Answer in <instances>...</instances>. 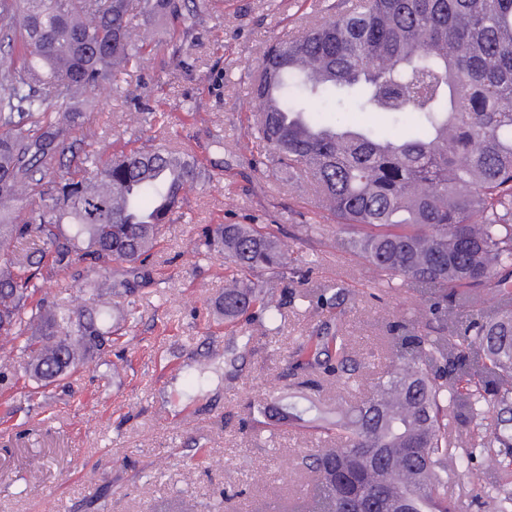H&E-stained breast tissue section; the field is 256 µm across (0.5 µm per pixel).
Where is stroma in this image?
I'll return each instance as SVG.
<instances>
[{
  "instance_id": "1",
  "label": "stroma",
  "mask_w": 512,
  "mask_h": 512,
  "mask_svg": "<svg viewBox=\"0 0 512 512\" xmlns=\"http://www.w3.org/2000/svg\"><path fill=\"white\" fill-rule=\"evenodd\" d=\"M342 0H212L210 16L189 19L188 39L163 38L140 69L88 96L86 115L109 156L116 139L171 140L192 149L210 174L184 196L189 221L168 225L155 256V282L135 296L140 320L127 335L126 373L88 363L48 400L21 398L25 381L0 349V512H274L311 485L302 465L312 444L285 426L272 436L247 426L250 404L297 399L287 370L299 346L328 315L309 303L316 286L335 282L350 294L337 322L352 343L357 383L322 378L317 404L333 412L368 399L389 365L388 327L422 305L396 289L375 300L368 262L336 247L340 226L314 205L311 182L272 166L254 167L258 111L252 86L267 48L327 17ZM158 121L131 125V114ZM208 224H273L294 257L309 259L277 335L258 322L213 328L224 291V258L202 260L194 245ZM250 344H243V337ZM211 364L202 387L188 367ZM512 448L479 454L448 469L457 512H487L477 499L503 478ZM266 481H255L257 472Z\"/></svg>"
}]
</instances>
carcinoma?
<instances>
[{
  "label": "carcinoma",
  "mask_w": 512,
  "mask_h": 512,
  "mask_svg": "<svg viewBox=\"0 0 512 512\" xmlns=\"http://www.w3.org/2000/svg\"><path fill=\"white\" fill-rule=\"evenodd\" d=\"M269 46L254 86L264 153L255 164L305 176L319 207L361 254L377 284L419 294L422 308L390 336L394 358L370 398L326 420L313 401L252 406L336 437L302 464L313 486L281 512H455L448 501V411L472 425L473 447H512V0H362ZM206 0H0V337L16 372L46 394L112 332L139 321L134 302L112 318V297L154 283L153 258L179 214L180 191L199 183L195 159L169 146L121 150L100 162L80 107L89 92L137 69L155 23L202 18ZM345 103L389 119L379 128L327 121L315 103ZM25 204V215L15 205ZM38 243L21 255L16 244ZM197 251L231 272L218 307L233 323L260 310L279 328L283 302L269 285L293 259L269 230L215 224ZM68 277L92 302L41 297ZM482 288L496 297L462 325L448 314ZM339 284L315 294L333 314ZM301 349L305 375L351 379L349 338L326 321ZM495 397L496 419L487 422Z\"/></svg>",
  "instance_id": "1"
}]
</instances>
